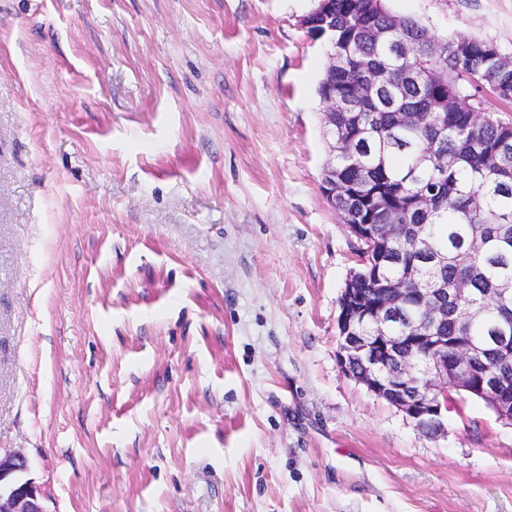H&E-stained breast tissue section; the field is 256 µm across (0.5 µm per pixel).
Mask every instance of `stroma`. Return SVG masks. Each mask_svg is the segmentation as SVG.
<instances>
[{
  "mask_svg": "<svg viewBox=\"0 0 512 512\" xmlns=\"http://www.w3.org/2000/svg\"><path fill=\"white\" fill-rule=\"evenodd\" d=\"M512 58V0H385ZM313 0H0V450L47 512H512V426L345 375Z\"/></svg>",
  "mask_w": 512,
  "mask_h": 512,
  "instance_id": "obj_1",
  "label": "stroma"
}]
</instances>
